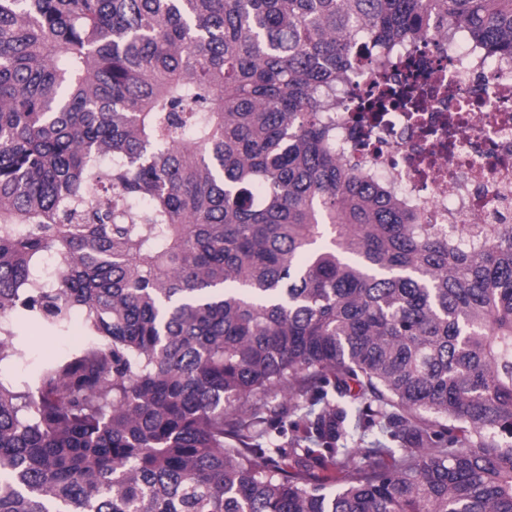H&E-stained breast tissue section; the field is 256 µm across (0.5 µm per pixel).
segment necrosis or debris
<instances>
[{
    "label": "necrosis or debris",
    "mask_w": 512,
    "mask_h": 512,
    "mask_svg": "<svg viewBox=\"0 0 512 512\" xmlns=\"http://www.w3.org/2000/svg\"><path fill=\"white\" fill-rule=\"evenodd\" d=\"M353 53L327 97L336 152L414 224H512V56L489 58L457 25L379 61ZM397 108L368 109L382 90Z\"/></svg>",
    "instance_id": "obj_1"
}]
</instances>
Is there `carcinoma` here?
<instances>
[{
	"label": "carcinoma",
	"instance_id": "carcinoma-1",
	"mask_svg": "<svg viewBox=\"0 0 512 512\" xmlns=\"http://www.w3.org/2000/svg\"><path fill=\"white\" fill-rule=\"evenodd\" d=\"M432 19L512 56V0H0V512H512V225L408 223L323 105ZM81 323V313L78 311L74 312L68 333L70 337L67 339L54 333L35 330L31 327L25 329L24 334L28 337L22 345L23 356L9 369L7 374L20 381L25 377L29 366L43 355L65 352L74 340V336H81ZM350 393L343 397L337 398L343 406L348 410V417L345 422V428L348 432L346 439L337 443L338 448H375L378 441L382 444L396 448V443L390 437L381 431L378 425L365 428L362 423H359L355 413L354 396L357 393V387L352 383L350 384Z\"/></svg>",
	"mask_w": 512,
	"mask_h": 512
}]
</instances>
